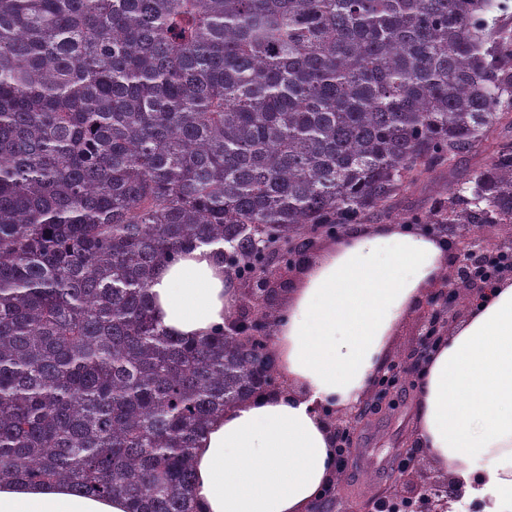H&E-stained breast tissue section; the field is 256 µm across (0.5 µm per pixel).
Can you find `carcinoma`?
<instances>
[{"label": "carcinoma", "mask_w": 512, "mask_h": 512, "mask_svg": "<svg viewBox=\"0 0 512 512\" xmlns=\"http://www.w3.org/2000/svg\"><path fill=\"white\" fill-rule=\"evenodd\" d=\"M509 0H0V482L195 512L193 451L277 380L256 317L187 342L159 267L243 283L512 114ZM428 219L512 224V143Z\"/></svg>", "instance_id": "obj_1"}]
</instances>
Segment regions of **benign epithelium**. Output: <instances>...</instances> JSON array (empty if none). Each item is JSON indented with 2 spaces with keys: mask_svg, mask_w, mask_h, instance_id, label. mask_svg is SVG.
Returning a JSON list of instances; mask_svg holds the SVG:
<instances>
[{
  "mask_svg": "<svg viewBox=\"0 0 512 512\" xmlns=\"http://www.w3.org/2000/svg\"><path fill=\"white\" fill-rule=\"evenodd\" d=\"M490 252L483 242L482 235L471 233L461 235L457 241V257L451 265L449 281L458 280L467 274L471 267L488 258ZM276 271L267 269L258 278L245 285L252 295L257 292H272ZM489 284L479 278L469 280L467 294L462 296L453 287L440 289V296L448 303L433 310L429 317L428 328L420 340L431 342V337H440L447 331L448 325L456 319L465 308L481 297L488 290ZM373 395H368L358 405L338 414L329 416L336 435V447L347 448L350 431L363 421L365 408ZM401 454L406 457V464L398 468L394 475V488L376 509L367 506L364 512H450L453 503L463 498V487L451 478H445L432 472L426 461L415 449L403 448Z\"/></svg>",
  "mask_w": 512,
  "mask_h": 512,
  "instance_id": "7a95c632",
  "label": "benign epithelium"
}]
</instances>
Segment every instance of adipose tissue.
<instances>
[{
	"mask_svg": "<svg viewBox=\"0 0 512 512\" xmlns=\"http://www.w3.org/2000/svg\"><path fill=\"white\" fill-rule=\"evenodd\" d=\"M444 239L402 224L350 229L304 260L276 313L281 386L227 407L194 450L195 512H313L335 484L328 415L358 404L389 360L394 337L440 285ZM170 334L202 340L237 312L241 290L221 249L199 245L165 264L149 288ZM414 444L463 483L455 512H512V278L470 305L422 363ZM0 512H126L53 482L0 484Z\"/></svg>",
	"mask_w": 512,
	"mask_h": 512,
	"instance_id": "1",
	"label": "adipose tissue"
}]
</instances>
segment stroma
Returning a JSON list of instances; mask_svg holds the SVG:
<instances>
[{"mask_svg":"<svg viewBox=\"0 0 512 512\" xmlns=\"http://www.w3.org/2000/svg\"><path fill=\"white\" fill-rule=\"evenodd\" d=\"M504 141H512V123L505 120L494 127L488 141L475 151L452 163L433 167L424 181L402 190L390 210L374 216V223L410 224L428 234H436V226L427 223L426 217L437 206L441 189L469 187L476 172L488 162L494 146ZM423 312L420 306L413 310L400 327L390 350L389 361L397 366L394 399L398 410L393 414L371 410L351 431L352 448L364 450L371 463L363 466L355 457L347 458L341 468L343 481L336 486L324 512H350L357 500L367 501L384 495L391 487L389 474L400 462L398 451L410 444L415 432L419 370L409 366L407 359L421 331Z\"/></svg>","mask_w":512,"mask_h":512,"instance_id":"1","label":"stroma"}]
</instances>
